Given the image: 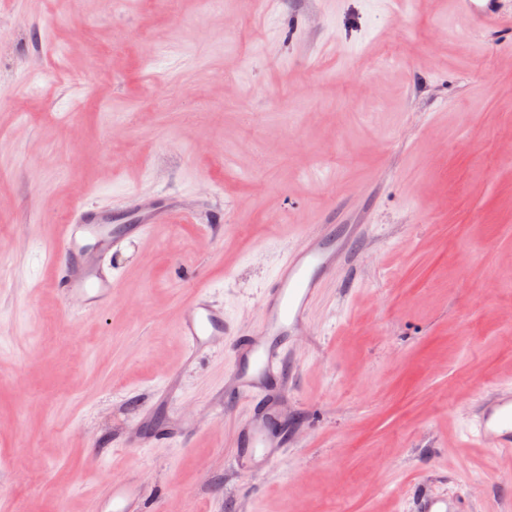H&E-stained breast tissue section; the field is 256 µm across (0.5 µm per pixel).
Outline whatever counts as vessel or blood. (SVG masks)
Here are the masks:
<instances>
[{"mask_svg": "<svg viewBox=\"0 0 512 512\" xmlns=\"http://www.w3.org/2000/svg\"><path fill=\"white\" fill-rule=\"evenodd\" d=\"M457 7L482 28L494 20L492 11L478 0H457ZM145 217L136 224H115L108 212L87 204H78L71 224L51 250L59 274L55 287L63 297L75 298L89 311L112 304V277L104 270L95 241L110 240L120 247L126 240L141 235L150 225L163 224L178 215L180 204L169 201L142 204ZM346 253L330 233L328 225L306 230L301 245L293 250L279 269L270 288L261 297L265 319L247 338L235 337L222 307L214 304L204 290H197L182 314L179 329L190 352L225 342L234 369L227 391L243 397L266 396L284 388L278 380L287 355L286 342L303 326L311 298L321 279L335 271ZM277 409L253 415L244 427L243 451L237 460L239 469L248 470L274 452L268 421ZM472 435L481 443L501 450H512V396L485 407L472 425ZM144 497L139 485L129 481L113 484L96 502L95 512H143Z\"/></svg>", "mask_w": 512, "mask_h": 512, "instance_id": "vessel-or-blood-1", "label": "vessel or blood"}]
</instances>
